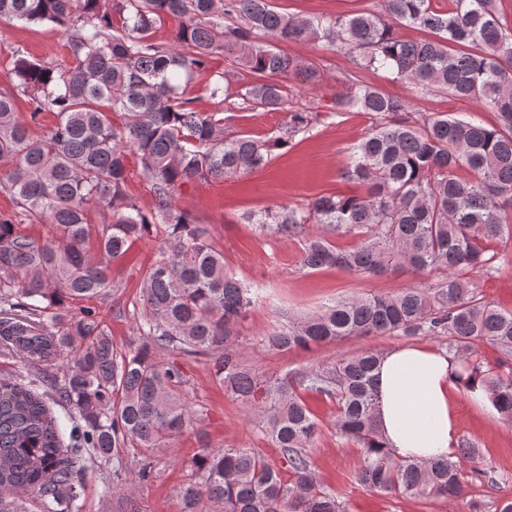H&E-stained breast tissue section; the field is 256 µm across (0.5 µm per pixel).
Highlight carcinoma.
I'll return each instance as SVG.
<instances>
[{"instance_id":"cac0c4a2","label":"carcinoma","mask_w":512,"mask_h":512,"mask_svg":"<svg viewBox=\"0 0 512 512\" xmlns=\"http://www.w3.org/2000/svg\"><path fill=\"white\" fill-rule=\"evenodd\" d=\"M169 16L180 24L176 46L164 48L153 34ZM0 18L60 26L68 50L64 64L14 53V83L0 90V160L10 163L0 189L29 220L50 227L36 238L0 214V351L20 362L0 379V512H82L72 455L83 448L112 465L102 494L116 502L115 512H138L130 495L154 478L155 452L193 423L185 375L176 361L161 358L163 351L211 357L214 381L258 416L260 431L280 451L272 463L254 448L201 450L190 460L179 512H345L311 468L307 448L319 431L306 402L312 395L336 403V435L361 448L359 484L386 495L462 498L463 464L478 457L472 443L451 458L424 462L395 458L383 447L374 376L380 352L365 349L276 378L241 361L237 327L257 291L225 268L207 228L173 196L190 181L264 167L309 128L313 111L292 106L280 77L313 86L320 70L278 42H323L421 93L480 100L497 123L478 113L412 112L407 101L374 86L336 96V111L369 119L341 173L366 193L321 194L245 220L302 238L307 270L431 277L394 295L339 298L270 333L268 348L434 336L460 361L457 376L480 378L512 422V309L487 300L472 278L496 270L512 243V31L497 0H452L446 11L432 0H383L379 15L313 18L281 12L271 0H0ZM401 27L429 37L405 40ZM216 57L258 77L237 93L238 110L288 111L283 135L234 133L227 130L234 115L191 107L186 86ZM19 95L29 99L31 122L55 115L43 136H32L19 119ZM129 152L152 182L149 211L126 191ZM465 168L473 179L459 176ZM98 208L111 210L112 222L90 223ZM311 224L319 231L309 232ZM160 228V257L141 283L138 339L121 351L83 302L113 296L108 259ZM334 235L358 243L342 247ZM483 344L500 353L508 373L483 365ZM65 357L70 366L58 381L48 368ZM130 445L142 449L136 461L126 454Z\"/></svg>"}]
</instances>
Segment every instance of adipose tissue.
I'll return each instance as SVG.
<instances>
[{
	"label": "adipose tissue",
	"mask_w": 512,
	"mask_h": 512,
	"mask_svg": "<svg viewBox=\"0 0 512 512\" xmlns=\"http://www.w3.org/2000/svg\"><path fill=\"white\" fill-rule=\"evenodd\" d=\"M457 369L456 359L445 349L406 345L382 354L377 370L379 426L396 457L452 455L460 432Z\"/></svg>",
	"instance_id": "ef3b65f1"
}]
</instances>
